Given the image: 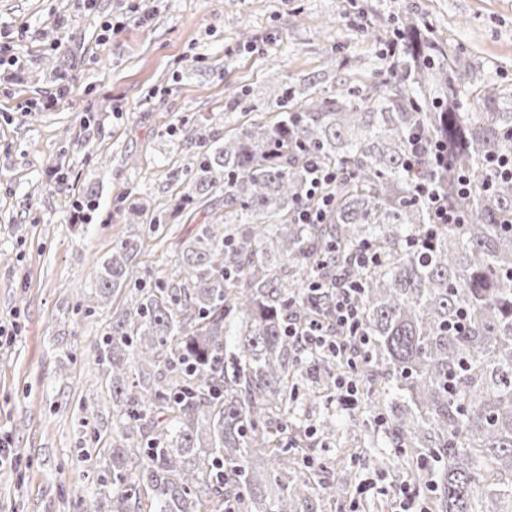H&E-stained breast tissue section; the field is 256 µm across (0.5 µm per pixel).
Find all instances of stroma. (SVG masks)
Returning <instances> with one entry per match:
<instances>
[{"mask_svg":"<svg viewBox=\"0 0 512 512\" xmlns=\"http://www.w3.org/2000/svg\"><path fill=\"white\" fill-rule=\"evenodd\" d=\"M423 17L451 62L512 88V0H0V29L22 58L0 66V429L19 474L0 470V512H77L108 460L112 371L93 341L111 307L96 297L99 263L141 240V267L168 278L194 223L150 218L175 208L185 171L224 136L237 95L245 120L309 77L331 89L361 68L389 75L387 47L362 25ZM113 22L104 30V22ZM67 97L39 103L58 87ZM95 210L79 211L86 191ZM137 201L146 215L130 223ZM332 414L336 440L310 452L316 512H369L379 493L416 480L366 406L300 404L295 423ZM386 460L375 469L372 458Z\"/></svg>","mask_w":512,"mask_h":512,"instance_id":"stroma-1","label":"stroma"}]
</instances>
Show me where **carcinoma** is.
Segmentation results:
<instances>
[{"instance_id":"carcinoma-1","label":"carcinoma","mask_w":512,"mask_h":512,"mask_svg":"<svg viewBox=\"0 0 512 512\" xmlns=\"http://www.w3.org/2000/svg\"><path fill=\"white\" fill-rule=\"evenodd\" d=\"M402 26L400 66L370 94L298 103L288 91L272 121L244 122L210 146L176 208L151 219L209 207L173 259L181 283L147 280L129 240L99 264L101 304L126 290L138 300L112 308L95 341L122 418L101 481L111 493L81 512H207L229 501L238 512H313V475L301 466L311 444L288 435L302 346L286 326L329 321L346 279L370 336L356 361L368 406L416 457L429 512H512V182L480 190L482 159L512 150V93L458 71L415 19ZM461 85L483 111L468 110ZM415 134L430 153L410 171ZM317 169L337 179L314 193ZM465 173L474 189L460 194ZM432 179L465 223L433 224L412 199L411 183ZM324 196L334 203L323 222L299 223ZM364 244L378 260L356 266ZM314 282L323 288L310 294ZM318 361L330 391L349 366L330 352Z\"/></svg>"}]
</instances>
